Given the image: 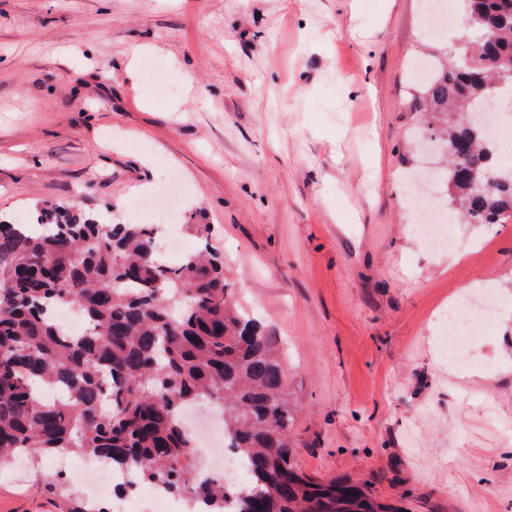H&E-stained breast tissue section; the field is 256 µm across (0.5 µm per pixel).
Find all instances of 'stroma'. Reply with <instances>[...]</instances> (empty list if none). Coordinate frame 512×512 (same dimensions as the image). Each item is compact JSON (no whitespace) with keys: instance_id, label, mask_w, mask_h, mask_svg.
Here are the masks:
<instances>
[{"instance_id":"stroma-1","label":"stroma","mask_w":512,"mask_h":512,"mask_svg":"<svg viewBox=\"0 0 512 512\" xmlns=\"http://www.w3.org/2000/svg\"><path fill=\"white\" fill-rule=\"evenodd\" d=\"M423 23L422 0H0V219L124 222L176 173L182 222L284 348L302 470L390 512H512V219L449 213L467 259L410 232L438 140L411 89ZM473 285L497 313L453 377L428 338ZM61 509L0 467V512Z\"/></svg>"}]
</instances>
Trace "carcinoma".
<instances>
[{"label": "carcinoma", "instance_id": "carcinoma-1", "mask_svg": "<svg viewBox=\"0 0 512 512\" xmlns=\"http://www.w3.org/2000/svg\"><path fill=\"white\" fill-rule=\"evenodd\" d=\"M462 10L479 39L452 60L436 57L416 100L452 148L449 204L470 224H500L512 214V168L498 163L474 109L498 84L512 88V0H462ZM35 225L0 221V465L68 451L210 512H227L230 497L234 512H388L357 482L317 480L295 461V407L275 337L231 298L210 225H186L202 245L175 265L157 256L150 224L44 204ZM68 301L87 321L79 340L50 317ZM203 397L222 404L224 433L251 476L244 486L195 479L178 411ZM44 482L67 512H103L59 477Z\"/></svg>", "mask_w": 512, "mask_h": 512}]
</instances>
